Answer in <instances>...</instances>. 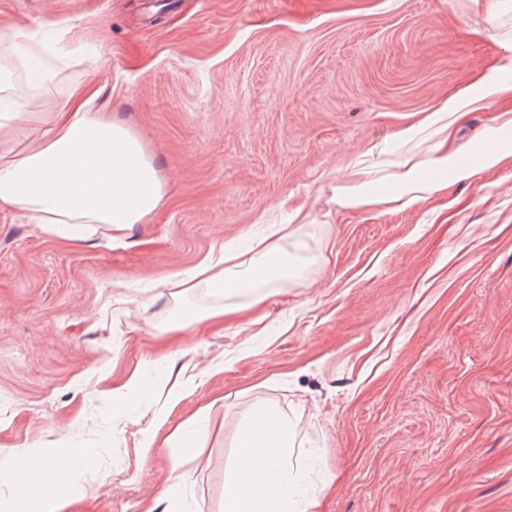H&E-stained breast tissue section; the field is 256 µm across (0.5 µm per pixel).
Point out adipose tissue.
Wrapping results in <instances>:
<instances>
[{"label":"adipose tissue","instance_id":"adipose-tissue-1","mask_svg":"<svg viewBox=\"0 0 512 512\" xmlns=\"http://www.w3.org/2000/svg\"><path fill=\"white\" fill-rule=\"evenodd\" d=\"M36 54L25 29L0 26V206L21 209L34 223L79 241L101 225L121 231L141 223L162 198V178L141 139L108 114L109 103L93 77L72 85L63 99L46 98L54 117L51 129L24 150L11 147L15 123L27 112L28 101L15 91L8 72ZM503 70L512 71V54L480 81L479 95L454 94L421 122L396 133L397 141L418 143L422 149L409 148L395 160L389 174L392 191L376 192L380 175L362 161H350L336 188L337 208L386 203L406 208L448 182H466L477 172L512 165V110L500 113L473 141L467 158L449 145L452 127L463 113L486 100L512 99V83L498 77ZM281 231V225H268L263 247L248 256L225 249L217 262L183 279V286L227 298L228 314L234 311L230 298L261 301L266 289L302 272V226L293 229L288 248L278 243ZM293 438L292 419L276 401L252 410L235 436L237 464L224 485V512H310L315 502L300 492L302 478L287 464ZM48 469L51 478L35 497L37 512H61L81 479L56 460Z\"/></svg>","mask_w":512,"mask_h":512}]
</instances>
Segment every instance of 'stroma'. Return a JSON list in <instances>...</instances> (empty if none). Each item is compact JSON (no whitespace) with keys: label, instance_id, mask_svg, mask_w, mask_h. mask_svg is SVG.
<instances>
[{"label":"stroma","instance_id":"35a3bbf8","mask_svg":"<svg viewBox=\"0 0 512 512\" xmlns=\"http://www.w3.org/2000/svg\"><path fill=\"white\" fill-rule=\"evenodd\" d=\"M65 19L100 49H60ZM40 39L19 141L94 74L146 146L163 197L83 241L0 207V504L8 452L87 448L64 512H145L173 458L182 496L223 512L234 438L262 400L295 414L311 512H512V167L405 209L342 211L338 176L397 156L394 134L512 50V6L469 0H0ZM498 28L494 42L484 31ZM307 215L306 277L212 317L178 280ZM188 371L182 400L167 393ZM148 386L114 398L130 377ZM205 429L183 455L171 432ZM162 445L145 451L144 428Z\"/></svg>","mask_w":512,"mask_h":512}]
</instances>
